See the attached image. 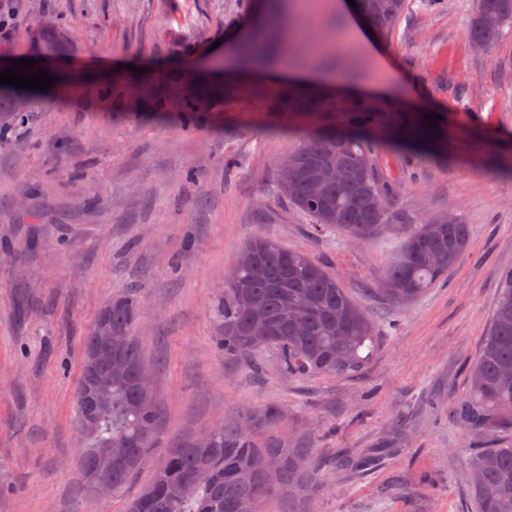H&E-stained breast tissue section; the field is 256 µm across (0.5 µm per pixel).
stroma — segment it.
I'll return each mask as SVG.
<instances>
[{"label":"stroma","instance_id":"obj_1","mask_svg":"<svg viewBox=\"0 0 512 512\" xmlns=\"http://www.w3.org/2000/svg\"><path fill=\"white\" fill-rule=\"evenodd\" d=\"M338 0L292 18L300 67L343 75L316 112H281L277 64L238 77L215 65L248 31L251 0H18L0 62L35 59L67 82L34 94L0 143V512H126L169 449L273 405L292 447L325 463L310 512H477L478 439L452 420L512 269V27L480 50L474 0H406L387 38ZM61 40L47 47L45 25ZM206 93L194 127L161 123L124 65ZM436 116L432 146L375 154L397 221L385 237L316 230L276 192L280 161L351 100ZM453 216L472 227L447 277L411 306L375 295L386 240ZM264 236L323 261L381 329L353 376L284 374L274 351L227 363L214 304L241 247ZM137 288V342L154 375L160 444L110 496L85 493L73 402L81 345L101 306Z\"/></svg>","mask_w":512,"mask_h":512}]
</instances>
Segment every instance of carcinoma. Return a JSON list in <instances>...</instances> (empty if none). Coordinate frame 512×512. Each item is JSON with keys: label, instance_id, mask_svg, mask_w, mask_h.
Listing matches in <instances>:
<instances>
[{"label": "carcinoma", "instance_id": "obj_1", "mask_svg": "<svg viewBox=\"0 0 512 512\" xmlns=\"http://www.w3.org/2000/svg\"><path fill=\"white\" fill-rule=\"evenodd\" d=\"M264 33L278 26L280 0H264ZM364 18L382 37L391 35L405 0H356ZM512 26V0H476L469 37L489 49ZM152 107L190 126L203 111L192 93L148 82ZM32 90L0 84V139L30 116ZM278 105L316 109L320 95L279 92ZM430 123L420 113L384 112L355 101L343 128L309 136L281 170L277 191L326 230L351 237H375L390 227V190L375 168L376 150L388 143L400 149L424 147ZM471 225L438 216L414 224L393 243L394 260L384 287L389 302L406 306L443 280L467 251ZM235 279L215 304V350L226 361L245 360L264 348L275 349L281 369L293 376L351 375L374 353L379 330L365 309L341 288L336 276L311 255L289 250L263 237L249 241L235 263ZM500 294L482 350L472 366L465 394L455 404L458 424L484 443L470 458L478 512H512V271L500 276ZM143 301L135 288L111 297L83 340L80 383L74 398L82 433L81 475L91 493L101 478L112 489L139 469L146 449L157 440L158 411L153 393L138 389L147 367L135 343ZM275 406L244 411L210 431L207 440L173 448L162 469L128 505V512H262L272 495L288 498V512H305L297 503L317 495L319 466L274 431ZM248 420L251 429L241 427ZM265 457L276 464L281 481L267 485L256 467Z\"/></svg>", "mask_w": 512, "mask_h": 512}]
</instances>
